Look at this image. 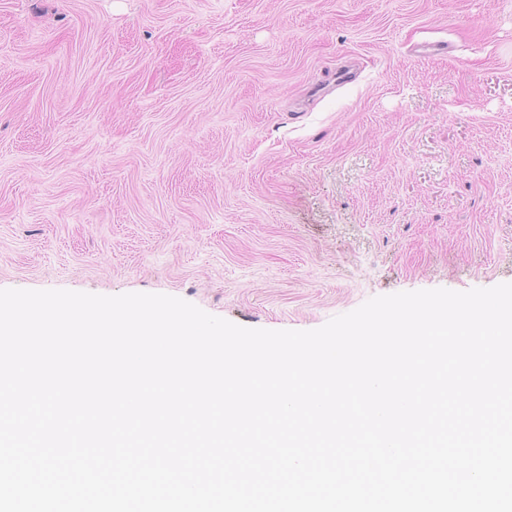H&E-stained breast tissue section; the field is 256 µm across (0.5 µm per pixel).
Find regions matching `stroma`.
Instances as JSON below:
<instances>
[{
  "label": "stroma",
  "mask_w": 512,
  "mask_h": 512,
  "mask_svg": "<svg viewBox=\"0 0 512 512\" xmlns=\"http://www.w3.org/2000/svg\"><path fill=\"white\" fill-rule=\"evenodd\" d=\"M512 282V0H0V289L311 330Z\"/></svg>",
  "instance_id": "1"
}]
</instances>
